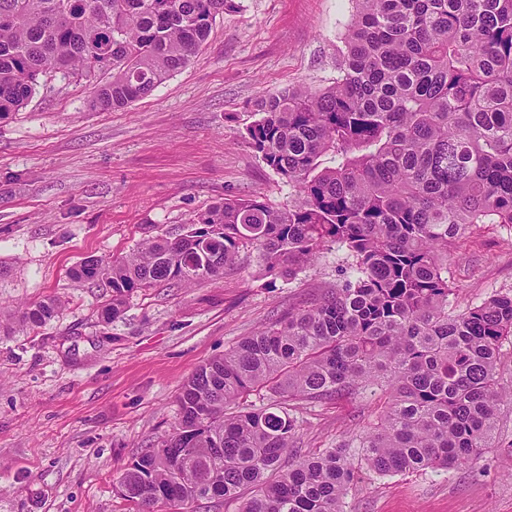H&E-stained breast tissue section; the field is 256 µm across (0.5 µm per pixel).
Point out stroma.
Segmentation results:
<instances>
[{
	"mask_svg": "<svg viewBox=\"0 0 512 512\" xmlns=\"http://www.w3.org/2000/svg\"><path fill=\"white\" fill-rule=\"evenodd\" d=\"M190 64L147 96L90 110L85 81L55 77L0 116V304L48 298L59 313L29 330L0 324V512H139L120 478L178 421L196 368L334 287L336 251L295 278L242 252L221 279L130 292L107 321L110 288L75 278L90 260L180 234L224 199L287 205L291 190L247 144L256 102L303 81L331 84L351 0H236ZM457 309L512 293V226L482 224L448 257ZM375 386L297 401V456L339 447L375 422ZM495 447L470 469L380 476L361 468L344 512H512V406Z\"/></svg>",
	"mask_w": 512,
	"mask_h": 512,
	"instance_id": "obj_1",
	"label": "stroma"
}]
</instances>
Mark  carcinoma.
<instances>
[{
	"mask_svg": "<svg viewBox=\"0 0 512 512\" xmlns=\"http://www.w3.org/2000/svg\"><path fill=\"white\" fill-rule=\"evenodd\" d=\"M336 80L257 104L249 146L296 192L278 207L224 199L174 238L157 236L78 275L106 282L117 318L136 288L217 279L244 249L269 271L344 253L341 284L270 323L182 385L173 432L120 481L126 500L182 510L343 512L357 475L347 448L285 465L287 401L378 385L388 400L355 438L378 474L452 469L494 447L512 388V294L457 311L448 247L477 224L512 225V0H354ZM235 0H0V116L50 73L85 79L90 107L123 109L185 67ZM110 74L97 81V74ZM55 301L26 308L39 327ZM265 389L276 403L242 404ZM252 494L242 498V491Z\"/></svg>",
	"mask_w": 512,
	"mask_h": 512,
	"instance_id": "carcinoma-1",
	"label": "carcinoma"
}]
</instances>
